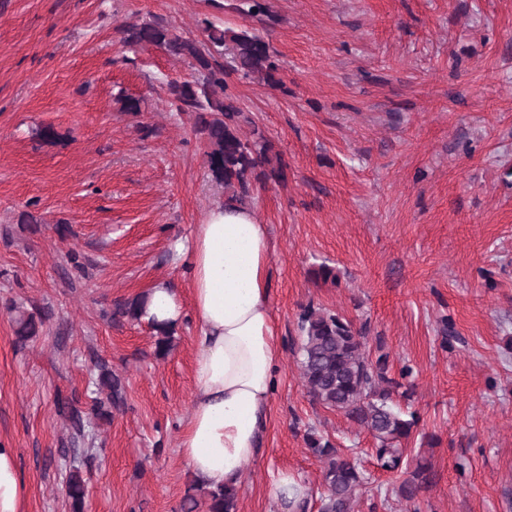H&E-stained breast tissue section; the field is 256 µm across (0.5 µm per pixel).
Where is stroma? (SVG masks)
<instances>
[{
  "label": "stroma",
  "instance_id": "obj_1",
  "mask_svg": "<svg viewBox=\"0 0 512 512\" xmlns=\"http://www.w3.org/2000/svg\"><path fill=\"white\" fill-rule=\"evenodd\" d=\"M221 2L0 0V443L25 512H71L57 401L87 402L99 359L126 403L95 425L87 512H178L192 477L178 444L196 321L159 358L147 322L108 317L160 279L190 305L172 242L225 200L168 101L188 63L121 40L122 24L154 19L201 42L209 21L256 33L280 66L274 86L229 80L288 165L286 183L252 188L283 362L238 512H280L282 471L319 486L311 427L366 471L358 512H512V0H266L263 23L248 0ZM43 125L57 143L36 137ZM323 263L335 281L313 277ZM14 302L46 316L23 347ZM309 306L367 325L391 372L413 367L404 446L433 473L416 503L388 496L372 437L308 394L293 348Z\"/></svg>",
  "mask_w": 512,
  "mask_h": 512
}]
</instances>
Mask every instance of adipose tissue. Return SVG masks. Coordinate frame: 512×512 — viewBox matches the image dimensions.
Segmentation results:
<instances>
[{"label": "adipose tissue", "instance_id": "1", "mask_svg": "<svg viewBox=\"0 0 512 512\" xmlns=\"http://www.w3.org/2000/svg\"><path fill=\"white\" fill-rule=\"evenodd\" d=\"M174 248L185 258L200 327L179 451L199 485L236 486L257 456L282 359L269 302L268 228L251 207L229 204L210 209ZM182 318L178 293L156 281L144 321L168 327ZM25 497L15 451L0 445V512H24Z\"/></svg>", "mask_w": 512, "mask_h": 512}]
</instances>
